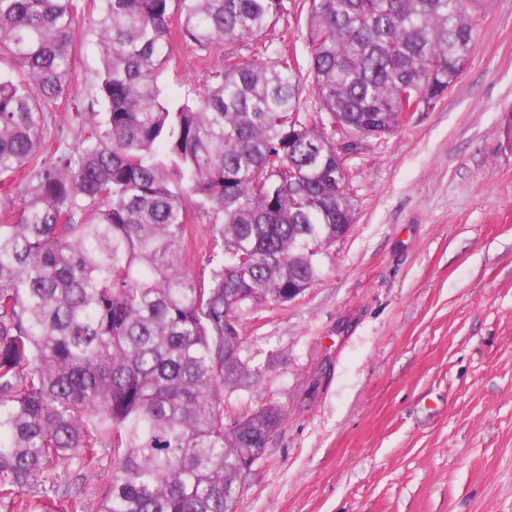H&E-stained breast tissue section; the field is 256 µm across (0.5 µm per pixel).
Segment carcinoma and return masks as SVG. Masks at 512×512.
Wrapping results in <instances>:
<instances>
[{
	"label": "carcinoma",
	"instance_id": "cac0c4a2",
	"mask_svg": "<svg viewBox=\"0 0 512 512\" xmlns=\"http://www.w3.org/2000/svg\"><path fill=\"white\" fill-rule=\"evenodd\" d=\"M105 112L74 152L46 144L72 94L81 0H0V512H63L36 489L111 449L99 512H234L281 424L273 407L224 417L258 373L225 318L311 287L354 223L336 127L397 128L401 96L431 104L459 78L488 0H308L300 105L286 36L270 58L224 59L171 106L158 75L174 38L208 52L257 37L286 0H99ZM177 25H172V19ZM165 159H157L158 152ZM212 224L208 276L186 267L191 209Z\"/></svg>",
	"mask_w": 512,
	"mask_h": 512
}]
</instances>
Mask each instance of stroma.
<instances>
[{"label": "stroma", "instance_id": "1", "mask_svg": "<svg viewBox=\"0 0 512 512\" xmlns=\"http://www.w3.org/2000/svg\"><path fill=\"white\" fill-rule=\"evenodd\" d=\"M307 0L235 48L287 35L308 64ZM96 9L75 41L74 97L45 114L48 142L75 150L76 107L103 111ZM478 40L438 102L348 162L355 222L323 248L295 300L240 314L260 371L227 392V419L273 405L282 423L235 512H512V0L476 11ZM224 49L175 41L158 79L179 102ZM108 467L59 463L47 495L98 512Z\"/></svg>", "mask_w": 512, "mask_h": 512}]
</instances>
